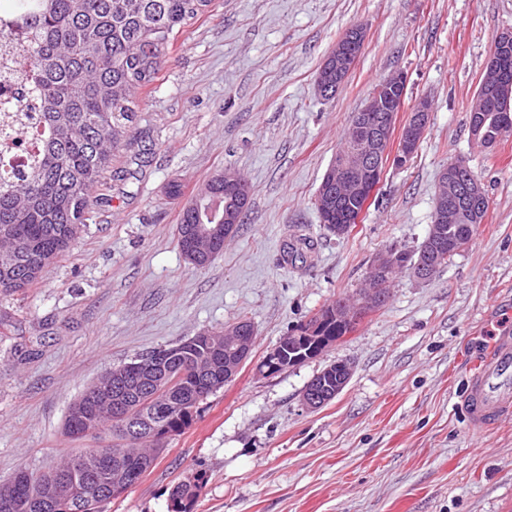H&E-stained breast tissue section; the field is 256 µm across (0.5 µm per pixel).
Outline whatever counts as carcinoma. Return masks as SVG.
Here are the masks:
<instances>
[{"mask_svg":"<svg viewBox=\"0 0 512 512\" xmlns=\"http://www.w3.org/2000/svg\"><path fill=\"white\" fill-rule=\"evenodd\" d=\"M213 0H13L14 19L0 18V69L3 51L17 47L18 69L28 68L33 91L21 94L15 107L40 126V153L23 171L0 173V251L17 256L11 267L0 265V294L17 293L14 282H38L28 267L39 254L58 259L75 239V225H83L91 191L112 161V147L125 127L115 115L129 119L136 91L156 78L161 63L180 28L209 12ZM472 112L480 114L482 132L491 140L512 136V123L489 110V102L477 95ZM369 194L362 189L340 200L339 208L320 213L326 228L354 224ZM468 208L448 212V245L458 240L469 244L478 225L467 222ZM133 399L140 400L139 416L151 414L145 384H136ZM178 392L207 396L210 383L189 376ZM95 429L110 427L116 443L93 450L71 452L55 472L73 487L65 503L50 502L36 487L25 486L18 498L0 496V512H103L87 508L82 484L99 473L90 466V454L101 455L99 467H112V454L130 444L124 442L121 424L114 421L112 402L95 400L90 410ZM194 413L163 415L160 426L188 428ZM196 493L173 486L171 512H191Z\"/></svg>","mask_w":512,"mask_h":512,"instance_id":"1","label":"carcinoma"}]
</instances>
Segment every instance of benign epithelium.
Segmentation results:
<instances>
[{"instance_id":"7a95c632","label":"benign epithelium","mask_w":512,"mask_h":512,"mask_svg":"<svg viewBox=\"0 0 512 512\" xmlns=\"http://www.w3.org/2000/svg\"><path fill=\"white\" fill-rule=\"evenodd\" d=\"M366 41V32L361 27L348 29L326 55L317 75L321 84L336 77V87H341L347 81L354 65H349L339 59V46L348 42L355 47V55H360ZM512 50V30L501 32L494 44L486 64V71L495 73L496 79L483 86L490 97L509 100L512 98V76L504 67V59ZM406 82V77H395V84L385 81L373 93L369 100L352 117L349 140L352 148L339 152L331 162L317 198L327 203L332 194L333 184L343 182L357 183L366 176L376 173L380 164L387 158V151L392 140L397 120V112L387 110L388 97L386 93L391 87H399ZM431 106L427 98L420 99L410 113L405 125L400 131L398 149L392 157V164L404 166L417 150L418 144L430 121ZM458 167L448 165L440 174V187L448 189V202L436 204L434 223L430 225L425 244L421 247L414 273L421 280L429 279L438 268L439 256L446 249L444 243V224L448 220V209L460 203H477L484 200V188L481 181L472 176L464 184H459ZM213 187L205 202H195L193 207L198 209L202 224H193L185 229L182 235V253L184 258L196 267L205 265L197 244L201 239H216L220 236L229 238L236 228L240 212L248 204V195L242 187V180L231 170L217 173L211 178ZM395 266L394 258L388 251L378 254L374 260V272L377 274L378 286L371 289L370 294L359 304L346 310L344 320L352 322L367 307L379 297L381 287L386 285V274ZM324 318L317 317L304 328L286 336L288 345L278 342L277 345L263 358L261 373L267 376L281 373L288 369V364H302L317 358L331 346V340L323 335ZM254 332V328L236 323L225 329L227 340L224 344L213 343L211 334L201 332L193 340L203 344L210 351L224 352V382L236 376L240 368L250 358V348L243 342L242 335ZM117 372L134 374L144 382L153 384L161 391L168 390L177 379L172 362L165 355L155 356L149 360L136 359L131 363L117 368ZM352 376V366L346 361L333 362L325 366L305 386L301 395V405L307 411H316L333 400L349 383ZM200 399L195 397L169 398L165 401L167 410L176 412L194 411ZM123 429L127 437L136 434L146 436L150 442L164 440L174 434L176 429H157L146 420L126 419ZM132 474L128 467L117 459V465L109 474L112 493L121 494L129 488ZM40 483L52 490L53 498L66 500L71 495L69 481L58 473H47L41 477ZM103 495V486L92 481L84 485L82 497L91 507L99 505Z\"/></svg>"}]
</instances>
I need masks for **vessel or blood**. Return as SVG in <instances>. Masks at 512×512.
<instances>
[{
  "label": "vessel or blood",
  "mask_w": 512,
  "mask_h": 512,
  "mask_svg": "<svg viewBox=\"0 0 512 512\" xmlns=\"http://www.w3.org/2000/svg\"><path fill=\"white\" fill-rule=\"evenodd\" d=\"M473 427L484 429L512 415V333L494 334L489 353L468 376L462 402Z\"/></svg>",
  "instance_id": "obj_1"
}]
</instances>
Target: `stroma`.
I'll list each match as a JSON object with an SVG mask.
<instances>
[{
    "mask_svg": "<svg viewBox=\"0 0 512 512\" xmlns=\"http://www.w3.org/2000/svg\"><path fill=\"white\" fill-rule=\"evenodd\" d=\"M366 45L335 98L318 69L339 37ZM512 29V0H213L184 25L91 197L68 255L25 293L0 295V484L39 476L77 448L69 405L111 367L248 318L238 375L204 399L190 427L106 512H169L176 483L207 481L192 512H512V417L480 431L463 379L512 304V137L469 131L486 61ZM405 75L399 121L431 102L404 167L386 165L348 236L321 224L314 197L353 112ZM466 160L489 210L469 246L429 280L403 269L389 297L320 357L269 377L258 363L282 336L364 286L390 245L425 240L438 179ZM233 167L251 185L244 221L207 267L176 232L186 198ZM180 182L184 195L167 194ZM349 361L346 388L315 412L308 381Z\"/></svg>",
    "mask_w": 512,
    "mask_h": 512,
    "instance_id": "1",
    "label": "stroma"
}]
</instances>
